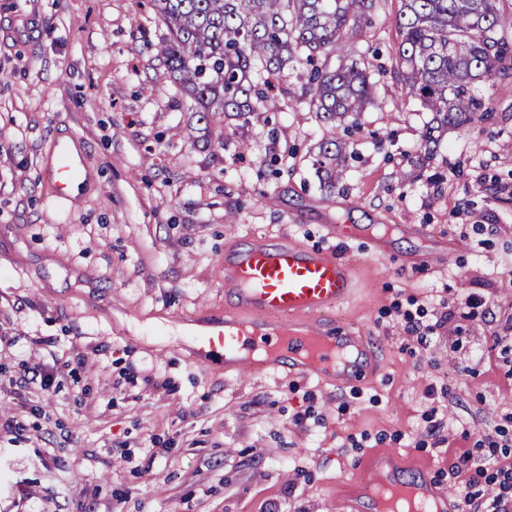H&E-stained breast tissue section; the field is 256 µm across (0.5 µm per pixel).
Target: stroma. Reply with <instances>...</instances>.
<instances>
[{
    "label": "stroma",
    "mask_w": 512,
    "mask_h": 512,
    "mask_svg": "<svg viewBox=\"0 0 512 512\" xmlns=\"http://www.w3.org/2000/svg\"><path fill=\"white\" fill-rule=\"evenodd\" d=\"M399 8L379 0L359 39L379 105L328 191L300 79L298 110L249 126L240 157L223 124L183 137L195 104L142 0H0V512H336L342 480L385 451L458 489L431 420L473 442L498 427L487 454L512 462V78L476 84L489 119L436 129L426 151ZM65 138L97 174L75 205L50 173ZM343 222L396 227L391 259L337 240ZM254 233L355 265L357 301L323 320L374 336L382 376L339 390L195 361L224 316V251Z\"/></svg>",
    "instance_id": "stroma-1"
}]
</instances>
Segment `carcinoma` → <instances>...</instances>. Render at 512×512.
<instances>
[{
  "label": "carcinoma",
  "mask_w": 512,
  "mask_h": 512,
  "mask_svg": "<svg viewBox=\"0 0 512 512\" xmlns=\"http://www.w3.org/2000/svg\"><path fill=\"white\" fill-rule=\"evenodd\" d=\"M377 0H149L167 30L159 54L195 103L196 123L238 129L282 109L271 77L306 66L305 95L326 135L312 167L332 190L345 176L349 137L377 105L359 37ZM504 0H401L399 80L445 126L471 123L473 87L512 76V9Z\"/></svg>",
  "instance_id": "cac0c4a2"
}]
</instances>
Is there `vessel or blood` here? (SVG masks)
<instances>
[{
    "label": "vessel or blood",
    "instance_id": "vessel-or-blood-1",
    "mask_svg": "<svg viewBox=\"0 0 512 512\" xmlns=\"http://www.w3.org/2000/svg\"><path fill=\"white\" fill-rule=\"evenodd\" d=\"M56 195L64 198L80 185V167L66 145H57ZM340 240L366 237L369 255L383 259L387 244L372 226L334 224ZM359 294L354 265L333 252L303 247L288 240L252 236L224 253V320L194 339L198 361L223 354L228 368L246 370L253 348L281 351L275 368L315 377L342 390L377 379L384 371L374 339L363 330L331 327L322 313L353 304ZM395 478V487L415 491L424 512H450L452 497L441 484L421 474L405 480L400 453L371 455L365 476L350 481L336 500V512H379L369 490L379 469Z\"/></svg>",
    "mask_w": 512,
    "mask_h": 512
}]
</instances>
